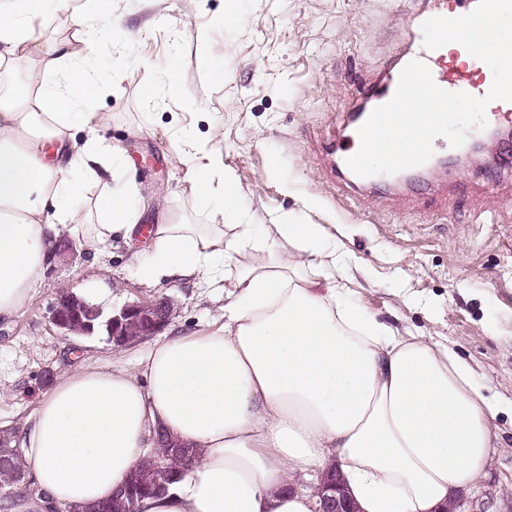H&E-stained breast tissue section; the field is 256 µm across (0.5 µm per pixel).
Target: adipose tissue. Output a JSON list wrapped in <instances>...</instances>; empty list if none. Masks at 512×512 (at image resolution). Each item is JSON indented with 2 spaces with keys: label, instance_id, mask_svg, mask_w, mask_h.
Segmentation results:
<instances>
[{
  "label": "adipose tissue",
  "instance_id": "ef3b65f1",
  "mask_svg": "<svg viewBox=\"0 0 512 512\" xmlns=\"http://www.w3.org/2000/svg\"><path fill=\"white\" fill-rule=\"evenodd\" d=\"M36 0H8L0 43L13 61L39 56L34 97L0 104V319L30 304L62 231L89 243H153L145 282L200 278L224 288L222 316L149 344L134 367L64 373L25 417L17 445L33 498L11 512H90L155 447L156 433L197 449L166 494L139 512H314L299 483L337 467L360 512H438L482 475L495 412L469 363L447 344L399 331L349 299L353 275L316 224L166 222L142 227L138 189L98 137L84 97L96 74L67 41H38ZM109 171L95 221L72 208ZM270 248L258 261L253 239Z\"/></svg>",
  "mask_w": 512,
  "mask_h": 512
}]
</instances>
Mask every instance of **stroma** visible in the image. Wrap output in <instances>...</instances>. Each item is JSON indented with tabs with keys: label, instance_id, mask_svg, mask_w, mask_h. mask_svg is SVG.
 Segmentation results:
<instances>
[{
	"label": "stroma",
	"instance_id": "stroma-1",
	"mask_svg": "<svg viewBox=\"0 0 512 512\" xmlns=\"http://www.w3.org/2000/svg\"><path fill=\"white\" fill-rule=\"evenodd\" d=\"M419 0H40L37 35L74 41L71 15L120 18L92 55L103 78L89 107L134 166L143 221L319 224L352 268L355 301L379 321L452 345L497 407L485 475L466 490L488 512H512V165L483 158L425 171L422 181L365 191L340 184L334 138L354 148L347 107L409 47ZM208 68H201V59ZM38 59L0 60V100L14 103ZM178 93H169V75ZM191 129L195 163L180 162ZM224 167L233 201L199 202L194 175ZM46 268L31 304L0 321V428H20L48 391L43 375L80 363L134 365L144 342L67 337L47 312L61 288L116 310L170 299L165 333L204 327L223 291L180 279L147 284L119 241Z\"/></svg>",
	"mask_w": 512,
	"mask_h": 512
}]
</instances>
